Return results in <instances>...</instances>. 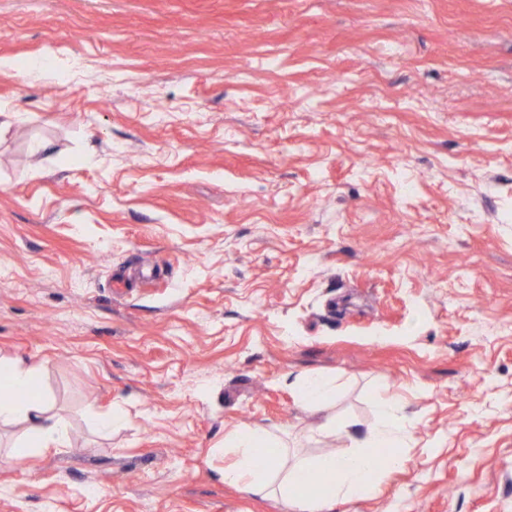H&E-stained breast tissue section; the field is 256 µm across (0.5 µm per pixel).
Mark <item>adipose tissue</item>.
I'll return each mask as SVG.
<instances>
[{
	"mask_svg": "<svg viewBox=\"0 0 512 512\" xmlns=\"http://www.w3.org/2000/svg\"><path fill=\"white\" fill-rule=\"evenodd\" d=\"M34 365L0 361V425H19L23 431L0 461L15 463L32 449L64 448L70 441V424L49 416L50 400L38 393ZM379 421L353 451L325 453L311 461L287 463L288 446L257 428L238 429L224 438L236 459L224 469L229 485H245L257 495L273 494L289 502L295 512H331L340 499L370 494L384 471L402 467L399 453L405 444L408 419L397 399L379 398Z\"/></svg>",
	"mask_w": 512,
	"mask_h": 512,
	"instance_id": "ef3b65f1",
	"label": "adipose tissue"
}]
</instances>
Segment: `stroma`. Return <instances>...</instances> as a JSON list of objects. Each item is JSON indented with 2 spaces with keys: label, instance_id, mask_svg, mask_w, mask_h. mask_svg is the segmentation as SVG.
Wrapping results in <instances>:
<instances>
[{
  "label": "stroma",
  "instance_id": "35a3bbf8",
  "mask_svg": "<svg viewBox=\"0 0 512 512\" xmlns=\"http://www.w3.org/2000/svg\"><path fill=\"white\" fill-rule=\"evenodd\" d=\"M4 357L71 443L0 512H292L225 435L348 452L383 392L332 512H512V0H0ZM297 388L303 402L318 408L326 407L334 396L331 384L316 375H305L298 379ZM379 421L365 437L356 440L354 451L325 453L311 461L296 460L288 467V444L275 440L268 431L237 429L224 437V448L236 455L224 467V482L244 484L253 494H273L289 502L297 512H331L339 499L370 494L384 471L400 468L408 432V419L400 401L377 400ZM263 456L265 464L256 462ZM275 475V478L272 477Z\"/></svg>",
  "mask_w": 512,
  "mask_h": 512
}]
</instances>
